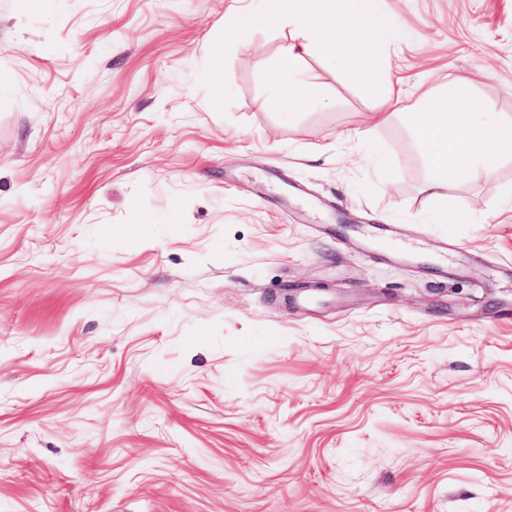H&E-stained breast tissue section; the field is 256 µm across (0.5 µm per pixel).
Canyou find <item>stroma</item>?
Returning <instances> with one entry per match:
<instances>
[{"label": "stroma", "instance_id": "35a3bbf8", "mask_svg": "<svg viewBox=\"0 0 512 512\" xmlns=\"http://www.w3.org/2000/svg\"><path fill=\"white\" fill-rule=\"evenodd\" d=\"M273 5L0 0V512H512V157L439 223L408 118L512 120V0H379L390 86L291 112Z\"/></svg>", "mask_w": 512, "mask_h": 512}]
</instances>
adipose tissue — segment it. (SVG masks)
<instances>
[{
    "mask_svg": "<svg viewBox=\"0 0 512 512\" xmlns=\"http://www.w3.org/2000/svg\"><path fill=\"white\" fill-rule=\"evenodd\" d=\"M377 0H290L289 21L301 35L293 39L281 57L269 67L283 94L278 104L290 110L307 102L311 79H297L296 64L302 56L324 47L357 84L382 82L387 63L367 64L360 59L366 41L378 33L373 17ZM491 104H473L455 91L433 103L426 113L413 116L418 136L433 169L423 191L433 203L439 219H447L450 190L484 161V173H492V160L512 156V123L491 119Z\"/></svg>",
    "mask_w": 512,
    "mask_h": 512,
    "instance_id": "ef3b65f1",
    "label": "adipose tissue"
}]
</instances>
